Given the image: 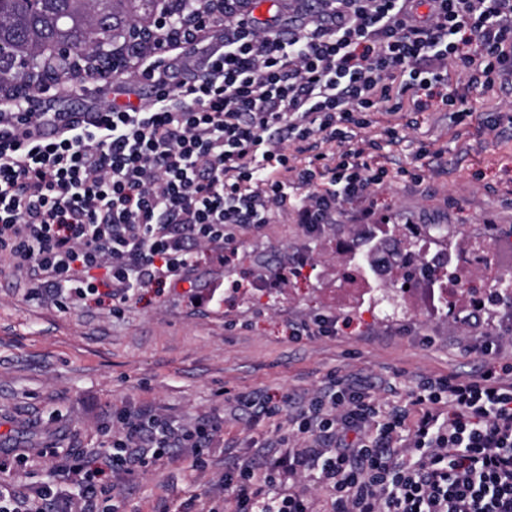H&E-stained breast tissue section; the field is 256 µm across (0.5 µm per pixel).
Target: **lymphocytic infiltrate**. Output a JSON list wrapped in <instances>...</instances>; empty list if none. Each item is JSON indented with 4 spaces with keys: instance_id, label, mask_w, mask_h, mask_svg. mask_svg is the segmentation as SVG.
I'll use <instances>...</instances> for the list:
<instances>
[{
    "instance_id": "1",
    "label": "lymphocytic infiltrate",
    "mask_w": 512,
    "mask_h": 512,
    "mask_svg": "<svg viewBox=\"0 0 512 512\" xmlns=\"http://www.w3.org/2000/svg\"><path fill=\"white\" fill-rule=\"evenodd\" d=\"M323 10L285 30L225 14L224 44L203 74L156 81L146 106L108 105L53 119L0 109V261L32 288L125 304L132 293L187 280L192 245L224 244L235 230L289 212L312 237L343 207L371 224V197L389 172L353 145L370 113L400 110L442 89L463 120L466 93L512 86V0H320ZM464 73L452 81L449 71ZM57 133L40 134L45 122ZM286 133L296 166L275 133ZM343 144L325 161L317 146ZM353 322L319 313L289 323L292 339L335 338ZM512 324L463 348L487 360L475 378L423 377L406 407L382 410L372 389L329 376L290 417L297 442L264 469L224 474L233 512H309L285 480L316 474L333 512H512V380L495 368ZM222 419L191 426L149 411L122 413L103 468L66 455L74 498L51 483L0 484V512H95L115 485L104 467L133 473L145 457L200 448Z\"/></svg>"
}]
</instances>
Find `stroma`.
<instances>
[{
	"mask_svg": "<svg viewBox=\"0 0 512 512\" xmlns=\"http://www.w3.org/2000/svg\"><path fill=\"white\" fill-rule=\"evenodd\" d=\"M112 85L87 82L41 101L44 112H90L115 97ZM399 128L400 141L375 151L394 175L374 195L389 223L421 231L442 224L452 239L512 243V123L479 129L477 118L451 119L442 103L371 114L357 130L362 142ZM429 155L416 158L419 143ZM421 165L424 180L396 178ZM350 211L318 237L292 215L239 234L236 254L220 246L196 250L191 282L143 291L121 311L111 302L63 291L32 294L11 271L0 272V482L47 480L63 450L87 458L119 413L152 409L197 423L220 416L224 430L195 466L190 449L178 458L110 474L120 493L101 512H231L224 470L234 461L263 465L287 448L293 406L310 398L327 376L353 375L373 386L384 407L405 404L421 377L474 374L475 356L460 344L467 331L435 314L384 319L359 302L364 286L344 291L342 262L351 246ZM353 318L352 334L288 338L287 323L314 313ZM248 395L277 408L249 424L227 415L226 403ZM59 449L56 457L47 456Z\"/></svg>",
	"mask_w": 512,
	"mask_h": 512,
	"instance_id": "35a3bbf8",
	"label": "stroma"
}]
</instances>
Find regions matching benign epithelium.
<instances>
[{
  "instance_id": "benign-epithelium-1",
  "label": "benign epithelium",
  "mask_w": 512,
  "mask_h": 512,
  "mask_svg": "<svg viewBox=\"0 0 512 512\" xmlns=\"http://www.w3.org/2000/svg\"><path fill=\"white\" fill-rule=\"evenodd\" d=\"M181 0H158L136 25L123 27L95 44V52L108 64L93 70L89 78L93 81L115 80L149 56H162L169 50L181 46L199 34L210 30L224 16V5L228 0H212L213 7L196 11L190 24L179 26L175 22V6ZM53 66L36 81H22L12 89L0 94L14 109L29 112L43 97L52 96L71 78L70 67L74 59L72 43L60 41L49 50Z\"/></svg>"
}]
</instances>
